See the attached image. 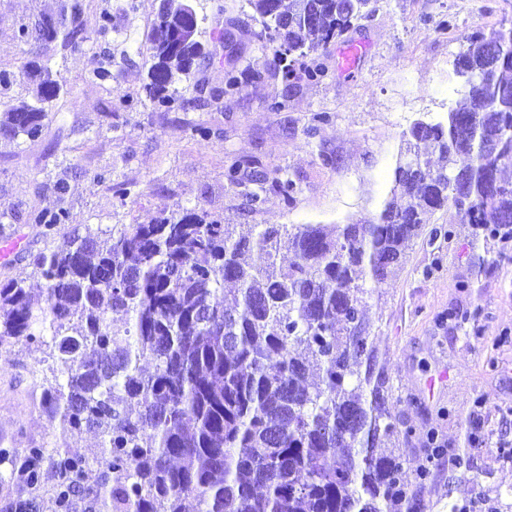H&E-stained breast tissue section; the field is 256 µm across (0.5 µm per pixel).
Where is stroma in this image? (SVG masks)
I'll use <instances>...</instances> for the list:
<instances>
[{
  "label": "stroma",
  "instance_id": "1",
  "mask_svg": "<svg viewBox=\"0 0 512 512\" xmlns=\"http://www.w3.org/2000/svg\"><path fill=\"white\" fill-rule=\"evenodd\" d=\"M59 3L0 0V65L14 74L0 92V114L33 101L31 61H51L65 83L38 140L0 141V222L20 239L19 250L0 260V280L22 281L35 295L45 288L35 257L76 228L104 235L186 208L244 232L255 224L373 220L392 187L403 132L421 119H444L463 98L455 54L478 32L512 21V0H378L375 13L321 50L323 79L289 84L265 69L272 47L245 0H194L202 42L214 28L231 32L243 87L223 94V67L204 65L194 74V104L170 111L143 91L160 0H84L80 52L58 41L16 43L19 26L37 29ZM104 12L114 24L107 46L97 36ZM350 41L364 52L346 72L339 61ZM106 49L112 77L100 83L90 71ZM275 100L281 109H270ZM317 112L329 122L313 125ZM200 125L210 129L208 139L195 135ZM234 159L293 180V199L269 191L252 202V183L225 177ZM60 181L66 193L57 191ZM120 185L129 196L119 197ZM61 208L68 219L54 234L28 221L31 212ZM442 226L451 237L430 238ZM425 227L409 242L401 270L366 306L390 402L411 431L400 445L406 480L415 483L433 434L449 454L467 457L471 473L462 475L447 457L433 462L425 512H448L452 502L472 512H512V242L486 241L451 206L429 213ZM50 377L43 348L0 344V512L11 504L57 512L55 468L43 466L34 489L19 479L30 449L86 457L100 443L95 433L77 436L51 421L43 400Z\"/></svg>",
  "mask_w": 512,
  "mask_h": 512
}]
</instances>
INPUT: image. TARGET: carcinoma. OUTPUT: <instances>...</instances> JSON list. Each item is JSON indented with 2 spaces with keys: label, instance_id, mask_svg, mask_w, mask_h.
Masks as SVG:
<instances>
[{
  "label": "carcinoma",
  "instance_id": "1",
  "mask_svg": "<svg viewBox=\"0 0 512 512\" xmlns=\"http://www.w3.org/2000/svg\"><path fill=\"white\" fill-rule=\"evenodd\" d=\"M246 2L260 37L275 44L274 72L318 82L324 66L299 71L295 57L353 29L378 0ZM82 14V0H65L39 35L79 52ZM166 24L157 14L148 35L145 91L184 110L194 99L169 90L206 53L199 40L167 45ZM284 43L296 52L282 56ZM453 66L464 103L403 134L410 159L394 168L390 197L368 224H257L238 234L185 209L107 238L64 236L35 259L46 282L37 298L0 282V342L46 347L52 421L102 438L91 461L68 457L60 466L78 475L90 462L101 469L112 512H187L191 499L198 512H423L398 453L409 431L398 430L388 404L364 308L402 266L425 213L451 205L491 239L512 225V181L501 177L512 166V27L478 34ZM32 75L36 102L4 113L0 139L39 138L49 103L65 93L49 62L32 65ZM240 88L230 61L224 93ZM254 182L255 203L269 189L288 200L296 193L288 178L258 173ZM65 220L62 209L29 216L48 231ZM226 282L237 287L231 306ZM116 311L126 314L121 325ZM47 461L30 449L29 484Z\"/></svg>",
  "mask_w": 512,
  "mask_h": 512
}]
</instances>
